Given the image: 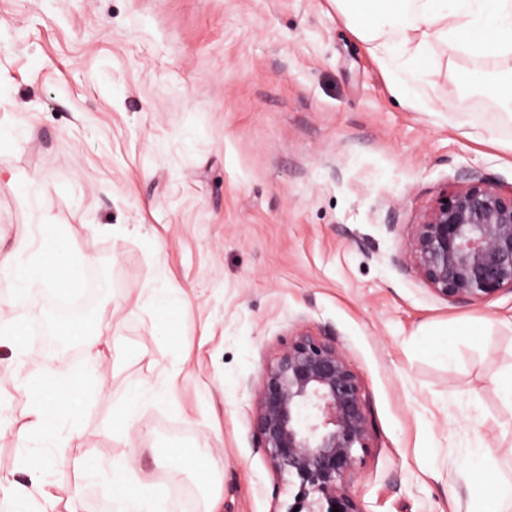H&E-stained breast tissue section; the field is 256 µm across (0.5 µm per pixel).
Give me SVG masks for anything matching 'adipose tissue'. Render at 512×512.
Returning <instances> with one entry per match:
<instances>
[{"instance_id": "obj_1", "label": "adipose tissue", "mask_w": 512, "mask_h": 512, "mask_svg": "<svg viewBox=\"0 0 512 512\" xmlns=\"http://www.w3.org/2000/svg\"><path fill=\"white\" fill-rule=\"evenodd\" d=\"M334 2L390 74L400 100L431 111L426 86L434 71L423 62L441 44L463 57L493 60L488 91L512 112V0ZM0 275L13 283L8 308L0 310V354L27 398L25 420L15 432L18 451L9 474L0 476V504L15 512H73L89 484L110 495L112 512H167L164 491L141 476L136 422L141 409L173 399L183 362L160 380L141 383L132 400L113 409L112 434L126 447L122 455L86 460L84 485L59 484L50 477L55 456L88 441L82 409L110 345L103 310L87 297L94 290L109 294V281L92 261L72 258L48 224L37 225L33 239L0 250ZM469 467L471 512H485L488 502L512 501V481L490 480L492 462L482 448L472 451Z\"/></svg>"}]
</instances>
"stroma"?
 <instances>
[{
    "instance_id": "1",
    "label": "stroma",
    "mask_w": 512,
    "mask_h": 512,
    "mask_svg": "<svg viewBox=\"0 0 512 512\" xmlns=\"http://www.w3.org/2000/svg\"><path fill=\"white\" fill-rule=\"evenodd\" d=\"M447 66L430 112L399 101L333 0H0V245L56 225L109 273L114 347L83 415L81 456L124 452L112 408L185 361L176 407L140 414L146 445L210 449L222 512H286L294 489L255 448L248 379L296 321L335 334L376 427L351 492L364 512H468V448L512 473V293L436 295L404 229L471 175L512 184V122ZM473 102L464 116L461 97ZM174 312L158 335L148 295ZM473 323L452 362L431 340ZM142 467L176 512H204L187 473Z\"/></svg>"
}]
</instances>
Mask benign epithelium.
I'll list each match as a JSON object with an SVG mask.
<instances>
[{
  "label": "benign epithelium",
  "instance_id": "1",
  "mask_svg": "<svg viewBox=\"0 0 512 512\" xmlns=\"http://www.w3.org/2000/svg\"><path fill=\"white\" fill-rule=\"evenodd\" d=\"M404 262L453 303L512 293V185L471 176L440 191L407 225ZM246 385L255 395V447L298 486L287 512H363L350 484L375 427L335 334L317 335L296 322Z\"/></svg>",
  "mask_w": 512,
  "mask_h": 512
}]
</instances>
